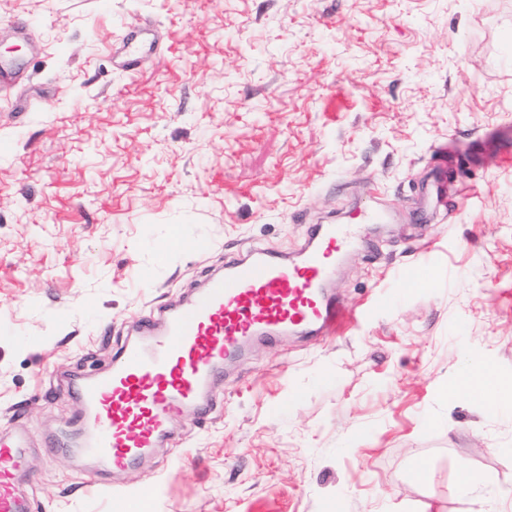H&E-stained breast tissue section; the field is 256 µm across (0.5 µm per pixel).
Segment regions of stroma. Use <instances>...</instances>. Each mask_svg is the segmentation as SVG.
I'll return each mask as SVG.
<instances>
[{"label":"stroma","instance_id":"35a3bbf8","mask_svg":"<svg viewBox=\"0 0 512 512\" xmlns=\"http://www.w3.org/2000/svg\"><path fill=\"white\" fill-rule=\"evenodd\" d=\"M509 123L512 0H0V432L33 435L32 512H512V411L448 394L474 358L512 375ZM356 206L388 219L328 283L343 333L248 345L153 461L46 446L135 317Z\"/></svg>","mask_w":512,"mask_h":512}]
</instances>
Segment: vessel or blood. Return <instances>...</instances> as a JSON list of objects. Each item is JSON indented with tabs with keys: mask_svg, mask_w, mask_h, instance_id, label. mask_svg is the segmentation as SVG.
<instances>
[{
	"mask_svg": "<svg viewBox=\"0 0 512 512\" xmlns=\"http://www.w3.org/2000/svg\"><path fill=\"white\" fill-rule=\"evenodd\" d=\"M383 219L369 208L346 223L321 225L311 248L293 261L262 250L250 260L227 261L198 296L167 314L163 329L137 320L136 339L124 342L111 367L72 385L82 413L69 452L115 470L133 467L163 445L184 411L204 409L225 362L246 343L295 330H335L345 311L326 291L335 272L331 260L364 226ZM29 440L23 431L0 434V512H30L19 492L28 478Z\"/></svg>",
	"mask_w": 512,
	"mask_h": 512,
	"instance_id": "obj_1",
	"label": "vessel or blood"
}]
</instances>
